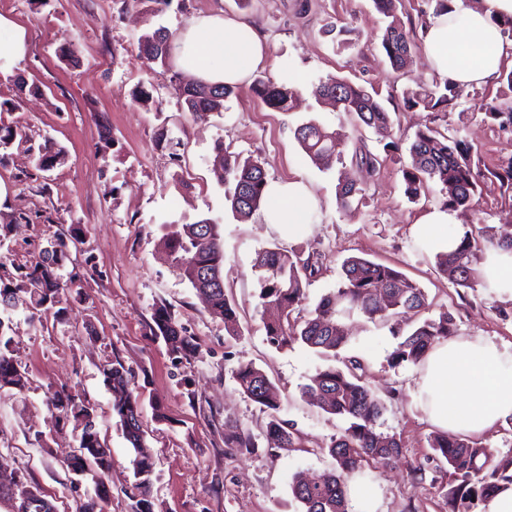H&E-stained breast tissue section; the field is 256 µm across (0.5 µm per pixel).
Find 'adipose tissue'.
<instances>
[{"mask_svg": "<svg viewBox=\"0 0 512 512\" xmlns=\"http://www.w3.org/2000/svg\"><path fill=\"white\" fill-rule=\"evenodd\" d=\"M506 18H512V0H455L426 31L424 53L432 70L460 86L491 84L512 61V40L499 26ZM171 45L177 67L208 84H243L265 59L258 31L219 13L195 16ZM316 208L313 191L295 178L269 182L262 215L265 224L293 239L310 233ZM457 221V211L438 207L412 233L424 251L445 253L456 246L450 226ZM415 394L439 430L483 436L512 417V344L486 336L438 341L417 368Z\"/></svg>", "mask_w": 512, "mask_h": 512, "instance_id": "ef3b65f1", "label": "adipose tissue"}]
</instances>
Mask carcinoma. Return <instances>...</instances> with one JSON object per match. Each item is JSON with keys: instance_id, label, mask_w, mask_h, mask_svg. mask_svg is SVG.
<instances>
[{"instance_id": "obj_1", "label": "carcinoma", "mask_w": 512, "mask_h": 512, "mask_svg": "<svg viewBox=\"0 0 512 512\" xmlns=\"http://www.w3.org/2000/svg\"><path fill=\"white\" fill-rule=\"evenodd\" d=\"M376 10L389 19L382 36V48L391 67L404 66L413 47L396 16V0H373ZM140 54L148 63L172 68L170 36L162 28L145 34L139 45ZM179 99L187 111L204 117L224 110V100L234 88L207 85L182 72L173 74ZM511 96L490 104L486 115L499 126L512 127V71L500 75ZM456 86L448 81L433 87H418L406 92L405 106L434 111L451 105ZM252 93L268 107L286 112L296 95V89L284 83L257 78ZM317 98H329L348 113L354 128L373 130L384 143V149H398L393 141L391 113L365 87L346 79L330 76L313 85ZM296 138L312 163L318 164L336 151L343 134L329 131L310 121L299 126ZM411 162L402 166L401 174L408 200L416 203L438 188L444 207L469 209L473 206L485 174L475 163L472 147L455 133H445L428 127L416 133L409 147ZM216 157L224 163V180L232 184L228 199L233 213L247 218L261 208L268 183L264 164L251 156L224 154L223 145L216 146ZM65 158L63 148L47 141L39 150V167L49 170ZM351 162L371 171L378 158L359 146ZM491 175L500 188L512 190V159L500 165ZM83 230L71 228L69 239L57 237L51 248L43 250L36 260L14 267L7 280L0 279V307L7 310L19 305L29 311V320L41 308L68 303L73 294L82 295L77 277L63 280L61 271L68 259V243L81 241ZM512 250V225L487 236L482 231H467L456 249L435 255L436 266L448 281L460 288L474 289L482 284L479 254L486 246ZM168 247L175 267L209 306L221 313L228 336L241 335L237 310L224 291V252L220 246L219 225L209 218L192 224H172ZM253 267L259 272V300L265 309H274L279 318L265 324L269 342L279 349L299 342L319 353H338L349 345L340 321L353 316L389 327L401 341L388 356L392 368L417 366L431 346L451 335L454 318L448 312L427 317L406 331L400 323L403 315L426 312L424 290L402 272L388 265L362 257H351L342 265L339 286L324 294L308 311L302 323L291 322L292 312L305 299L304 283L316 272L315 253L304 254L279 247L265 248L256 253ZM152 333L161 337L171 351L187 355L192 344L183 335L182 327L170 307L161 304L152 313ZM10 326L0 318V387L11 386L24 391L28 385L26 373L13 359L12 339L7 336ZM104 383L112 390V411L119 417L126 440L133 449L131 465L135 478L129 496L136 499L135 512H152L151 476L154 458L141 423L140 396L129 389L127 370L118 360L106 362L101 369ZM235 380L240 392L263 411L273 412L265 430L268 443L291 451H306L313 443L289 422L274 415L280 401L273 383L265 372L251 363L239 364ZM303 393L323 411L348 422V427L331 440L320 452L328 454L336 466L321 483L309 487L294 475L291 492L300 512H349L346 482L361 473L366 464L387 467L397 459L403 448L401 439L377 430L385 404L364 381V368L359 357L344 360V366L320 369L303 387ZM48 410L58 421L88 418L77 437V450L67 460L69 471L87 475L94 482V495L82 506V512H104L102 502L110 496L104 482L112 466L110 449L101 442L97 414L94 408L70 392L56 391L47 401ZM434 460L447 468L448 484L444 498L448 512H478L484 500L502 488L512 485V453L501 454L474 440L437 433L430 437ZM224 446L236 452L256 448L252 435L244 430H232L224 435Z\"/></svg>"}]
</instances>
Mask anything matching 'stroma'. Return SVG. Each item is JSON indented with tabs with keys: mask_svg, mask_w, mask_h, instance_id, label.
Masks as SVG:
<instances>
[{
	"mask_svg": "<svg viewBox=\"0 0 512 512\" xmlns=\"http://www.w3.org/2000/svg\"><path fill=\"white\" fill-rule=\"evenodd\" d=\"M434 7L435 0H399L397 15L414 48L396 70L380 46L386 20L373 0H172L156 14L140 0H0V14L27 34L25 57L14 73L0 75V125L17 132L0 159V212L19 219L8 248L0 249V264L9 270L34 260L71 225H81L83 241L70 248L64 270L79 277L85 294L60 317L50 309L33 322L20 311L12 316L13 357L29 387L22 393L0 389V471L23 475L56 512H81L93 484L66 468L78 430L72 421L56 428L47 408L49 393L64 389L94 407L112 451L105 512H134L128 496L132 448L99 371L116 358L141 396L155 457L154 512H297L293 475L319 478L330 471L333 461L321 449L344 423L301 393L328 357L299 343L278 349L267 340L253 267L257 251L267 247L320 255V270L307 283L294 321L337 287L346 258L363 256L395 265L415 281L429 315L454 316L455 336L512 343V317L499 314L512 308V297L493 288L454 287L411 234L412 225L441 203L436 193L416 204L404 194L399 167L409 162L408 146L419 128L458 131L485 170L512 158V128L500 129L485 115L488 103L506 93L503 83L459 88L456 105L444 112L405 109L404 92L435 79L421 46ZM218 10L257 27L265 44L259 75L300 88L290 111L268 108L242 84L223 111L195 118L180 102L171 72L150 69L141 57L143 34L162 27L175 35L193 15ZM64 48L73 50L72 59L61 58ZM330 76L377 92L393 116L398 150H384L372 130L362 132L366 148L381 159L374 174L352 166L353 142L317 166L295 138V128L311 120L330 129L349 126L347 113L311 94L314 83ZM19 77L28 87L20 97L14 86ZM139 85L152 93V103L133 102ZM161 129L168 142H157ZM47 139L64 149L66 160L43 171L29 149ZM219 144L261 157L269 179L299 176L311 185L319 206L309 236L287 243L260 213L244 220L233 214L215 162ZM342 176L364 190L348 209L337 200ZM202 218L220 225L224 288L241 326L235 338L225 335L222 316L182 278L164 244L170 225ZM460 220L465 230L512 225V192L486 182ZM161 303L171 306L195 342L187 357L176 358L151 331L153 309ZM345 325L348 355L360 357L370 389L386 406L379 429L404 443L393 465L366 470L367 484L378 490V512H448L441 491L448 476L432 460L429 438L436 429L414 397L415 367H389L396 340L387 326L357 317ZM248 362L275 385L279 418L319 443V450L270 447L263 436L268 414L239 392L234 379L236 367ZM236 428L255 436L252 452L225 448V431Z\"/></svg>",
	"mask_w": 512,
	"mask_h": 512,
	"instance_id": "obj_1",
	"label": "stroma"
}]
</instances>
